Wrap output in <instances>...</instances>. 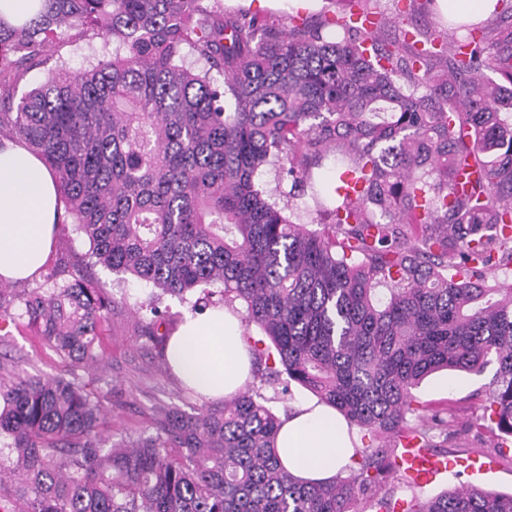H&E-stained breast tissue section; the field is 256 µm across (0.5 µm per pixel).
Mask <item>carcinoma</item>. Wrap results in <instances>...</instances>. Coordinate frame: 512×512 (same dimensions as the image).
<instances>
[{"label": "carcinoma", "instance_id": "1", "mask_svg": "<svg viewBox=\"0 0 512 512\" xmlns=\"http://www.w3.org/2000/svg\"><path fill=\"white\" fill-rule=\"evenodd\" d=\"M288 28L219 0H41L0 21V100L10 101L59 30L116 43L64 67L0 112V135L38 153L89 259L163 294L216 288L274 345L283 370L385 444L358 468L306 484L274 448L281 420L249 392L220 409H169L155 433L105 435L110 392L78 381L116 299L79 268L15 293L20 317L69 376H20L0 363V512H392L400 438L434 444L414 390L433 372L497 369L486 397L512 439V23H463L442 40L403 11L392 39L374 0ZM336 35L328 37L325 29ZM201 67L185 65V53ZM498 74L494 80L486 75ZM336 161V185L313 169ZM272 166L282 201L256 177ZM311 193L323 230L293 221ZM406 512H512V494L416 495Z\"/></svg>", "mask_w": 512, "mask_h": 512}]
</instances>
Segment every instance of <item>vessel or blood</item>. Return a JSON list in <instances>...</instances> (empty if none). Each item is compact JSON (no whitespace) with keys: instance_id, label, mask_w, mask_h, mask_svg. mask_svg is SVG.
Returning a JSON list of instances; mask_svg holds the SVG:
<instances>
[{"instance_id":"obj_1","label":"vessel or blood","mask_w":512,"mask_h":512,"mask_svg":"<svg viewBox=\"0 0 512 512\" xmlns=\"http://www.w3.org/2000/svg\"><path fill=\"white\" fill-rule=\"evenodd\" d=\"M396 462L409 481L419 487L427 485L436 476L446 472L486 473L494 468L493 462L481 460L477 456L449 458L413 445L402 448Z\"/></svg>"}]
</instances>
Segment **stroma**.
I'll return each instance as SVG.
<instances>
[{
	"label": "stroma",
	"mask_w": 512,
	"mask_h": 512,
	"mask_svg": "<svg viewBox=\"0 0 512 512\" xmlns=\"http://www.w3.org/2000/svg\"><path fill=\"white\" fill-rule=\"evenodd\" d=\"M114 50V45L106 46L98 40L75 42L69 36H62L48 49L46 64L31 70L19 89L25 92L39 86L57 64L79 72L91 68L98 57L112 55ZM89 251L88 239L75 225L63 224L58 229L50 263L64 274L74 264L84 263L85 276L96 281L104 293L118 299L102 338L111 359L96 373L99 387L112 389L113 441L153 434L157 409L177 408L197 413L204 404L203 398L185 390L145 334L139 307L147 302L152 286L130 276L119 277L102 266L87 264ZM0 356L8 359L13 372L19 374L58 376L69 369L67 362L44 345L34 330L22 321L6 324L0 329ZM494 372L491 366L479 374L459 372L450 376L438 372L415 389L420 405L438 413L448 424V439L439 443L438 454L465 456L491 451L493 439L488 431L478 428L477 423L483 414L486 390ZM248 387L281 418L287 416L298 402L312 398L308 390L297 384L285 388L267 382L258 373L254 374Z\"/></svg>",
	"instance_id": "stroma-1"
}]
</instances>
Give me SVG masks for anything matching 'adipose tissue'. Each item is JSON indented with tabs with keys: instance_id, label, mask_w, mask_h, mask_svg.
Masks as SVG:
<instances>
[{
	"instance_id": "ef3b65f1",
	"label": "adipose tissue",
	"mask_w": 512,
	"mask_h": 512,
	"mask_svg": "<svg viewBox=\"0 0 512 512\" xmlns=\"http://www.w3.org/2000/svg\"><path fill=\"white\" fill-rule=\"evenodd\" d=\"M57 183L27 148H0V280L31 278L50 258L56 235ZM166 359L183 383L207 399L242 391L251 376V353L240 319L217 309L185 315L169 336ZM359 445L356 428L336 409L313 401L296 404L283 419L276 451L296 478L321 482L349 468Z\"/></svg>"
}]
</instances>
